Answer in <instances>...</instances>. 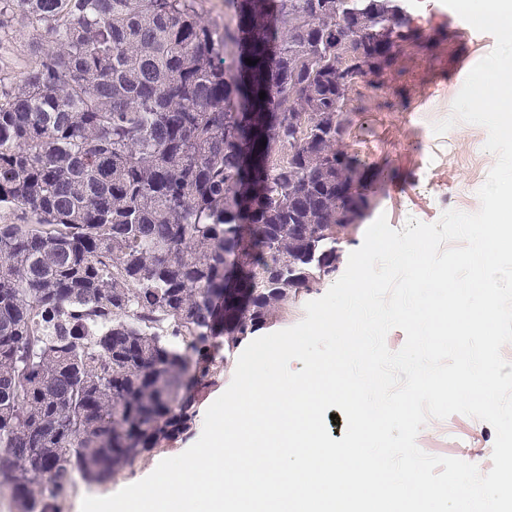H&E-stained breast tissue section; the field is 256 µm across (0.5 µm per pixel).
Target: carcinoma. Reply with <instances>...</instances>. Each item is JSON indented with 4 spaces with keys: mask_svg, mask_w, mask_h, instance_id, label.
<instances>
[{
    "mask_svg": "<svg viewBox=\"0 0 512 512\" xmlns=\"http://www.w3.org/2000/svg\"><path fill=\"white\" fill-rule=\"evenodd\" d=\"M0 0V473L55 512L188 433L230 353L335 276L376 173L344 78L391 72L404 0ZM248 79L238 82L239 57ZM264 98H259L260 92ZM197 8L201 17L216 27L219 32H224L225 14L230 13L229 6L225 0H196ZM30 36L26 30L15 26L0 33V67L9 73L19 74L29 54Z\"/></svg>",
    "mask_w": 512,
    "mask_h": 512,
    "instance_id": "cac0c4a2",
    "label": "carcinoma"
}]
</instances>
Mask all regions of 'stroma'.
Returning <instances> with one entry per match:
<instances>
[{
	"label": "stroma",
	"instance_id": "obj_1",
	"mask_svg": "<svg viewBox=\"0 0 512 512\" xmlns=\"http://www.w3.org/2000/svg\"><path fill=\"white\" fill-rule=\"evenodd\" d=\"M410 3L422 38L405 46L384 87H376L372 76L358 83L347 106L351 122L343 139L346 151L379 173L368 190L371 218L386 216L396 230L411 218L433 224L448 210L478 211L477 192L496 161L484 148L482 126L460 122L444 134L433 131L452 113L458 65L488 55L494 36L473 34L442 0ZM202 429V422H195L189 434L143 456L107 483L77 484L58 512H80L83 497L114 490L149 471L158 459L181 454ZM494 441L491 425L462 414L430 420L417 437L428 454L473 463L484 473L493 466Z\"/></svg>",
	"mask_w": 512,
	"mask_h": 512
}]
</instances>
